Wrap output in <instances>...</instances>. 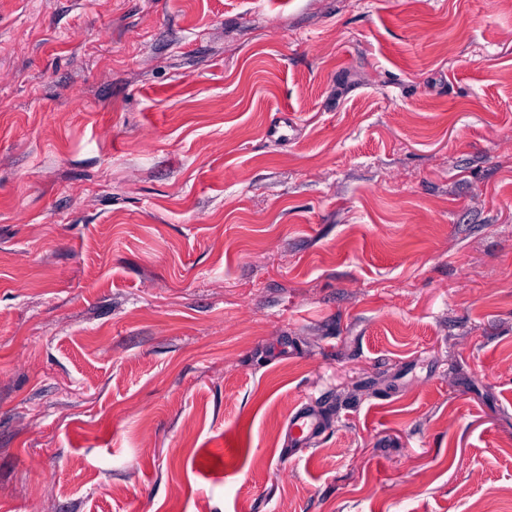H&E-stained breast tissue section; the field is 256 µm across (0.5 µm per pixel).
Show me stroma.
Instances as JSON below:
<instances>
[{"label":"stroma","instance_id":"stroma-1","mask_svg":"<svg viewBox=\"0 0 512 512\" xmlns=\"http://www.w3.org/2000/svg\"><path fill=\"white\" fill-rule=\"evenodd\" d=\"M0 512H512V0H0ZM325 410V406L314 402H307L298 407L288 418V442L299 447L315 442L323 429Z\"/></svg>","mask_w":512,"mask_h":512}]
</instances>
